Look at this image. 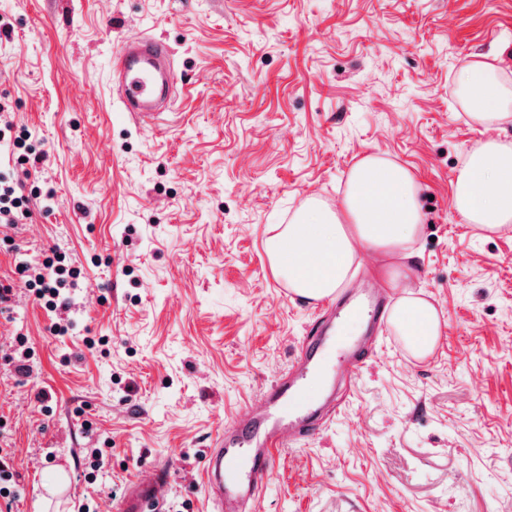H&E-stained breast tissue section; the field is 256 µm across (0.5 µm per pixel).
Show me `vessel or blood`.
Returning <instances> with one entry per match:
<instances>
[{"label":"vessel or blood","mask_w":512,"mask_h":512,"mask_svg":"<svg viewBox=\"0 0 512 512\" xmlns=\"http://www.w3.org/2000/svg\"><path fill=\"white\" fill-rule=\"evenodd\" d=\"M111 68L120 80L121 111L143 126L162 122L174 83L169 47L152 37L126 40L115 52ZM316 306L328 316V325L312 326L289 367L210 448L204 477L213 512H254L272 467L273 451L281 446L284 433H292L297 442L309 439L323 427L322 412L335 408L328 400L306 399V384L321 376L352 375L366 365L367 356L357 354L354 343L345 338L346 323L353 317L369 324L380 321L385 298L366 297L349 309L330 298L317 301ZM167 480L165 469L149 470L145 478L130 483L123 498L112 502V512H148Z\"/></svg>","instance_id":"obj_1"}]
</instances>
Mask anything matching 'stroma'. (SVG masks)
<instances>
[{"label": "stroma", "instance_id": "obj_1", "mask_svg": "<svg viewBox=\"0 0 512 512\" xmlns=\"http://www.w3.org/2000/svg\"><path fill=\"white\" fill-rule=\"evenodd\" d=\"M0 19V127L43 158L0 160L32 200L0 227V512H106L153 465L166 512H211L209 449L315 320L264 243L309 197L339 204L371 154L420 184L392 295L443 332L419 360L384 327L321 432L276 450L260 512H512V230L451 207L468 152L512 141L455 93L487 55L512 79V0H0ZM140 36L178 76L154 127L117 111L110 72ZM54 245L81 270L61 337L15 272Z\"/></svg>", "mask_w": 512, "mask_h": 512}]
</instances>
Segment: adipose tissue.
<instances>
[{"mask_svg":"<svg viewBox=\"0 0 512 512\" xmlns=\"http://www.w3.org/2000/svg\"><path fill=\"white\" fill-rule=\"evenodd\" d=\"M460 86L477 98V123L490 127L512 118V97L497 66L471 63ZM418 194L419 184L408 169L378 155L366 156L352 170L339 207L309 198L290 224L267 238L273 272L309 301L338 293L364 249L398 255L399 263L385 266L383 273L392 283L406 278L422 224ZM452 204L479 230L512 226L511 143L490 138L467 155L455 178ZM388 321L413 357L434 352L442 321L431 302L406 293L391 308Z\"/></svg>","mask_w":512,"mask_h":512,"instance_id":"ef3b65f1","label":"adipose tissue"}]
</instances>
